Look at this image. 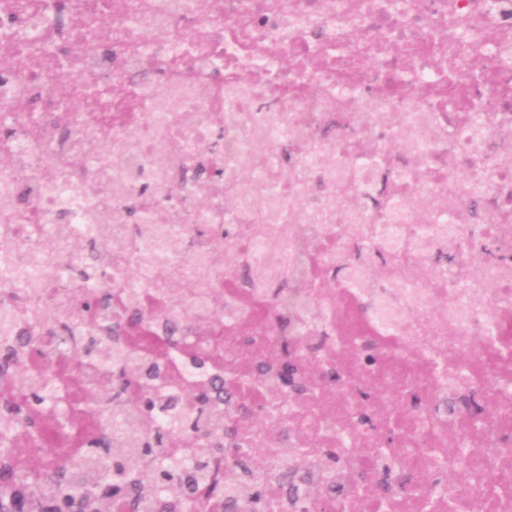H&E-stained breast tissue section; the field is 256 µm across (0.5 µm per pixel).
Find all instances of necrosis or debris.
<instances>
[{
	"label": "necrosis or debris",
	"instance_id": "1",
	"mask_svg": "<svg viewBox=\"0 0 512 512\" xmlns=\"http://www.w3.org/2000/svg\"><path fill=\"white\" fill-rule=\"evenodd\" d=\"M268 2L219 0L212 14L198 0H0V116L15 125L0 141L11 158L0 167V309L32 329L34 351L78 350L85 327L63 274L87 258L71 244L129 204L82 187L116 174L134 186L153 173L157 191L144 203L170 207L172 219L152 236L185 250L174 272L150 271L134 229L108 237L110 263L136 272L110 290L137 294L153 321L151 335L131 331L123 344L179 370L180 381L156 383L168 395L212 377L240 384L247 413L224 412L264 455L246 477L255 499L225 488L229 459L213 456L196 481L209 512H303L312 485L324 490L319 512H336L334 487L350 491L345 512H512V389L502 388L512 380V0H285L280 11ZM350 63L360 74L340 103L336 81ZM108 73L136 99L102 96L88 112ZM66 80L72 95L57 98ZM230 85L246 92L234 112L224 108ZM473 117L482 135L472 142L462 130ZM218 132L234 190L215 186L202 206L191 176ZM327 140L335 162L324 167L314 158ZM355 141L372 147L407 202L394 218L365 209L319 222L358 161ZM476 198L492 223L460 222ZM380 225L397 245L383 278L371 267ZM223 235L265 285L219 280L220 341L179 336L183 350L208 356L205 370L185 369L165 320L204 306L199 263L221 266L213 245ZM451 243L460 258L438 275L433 258ZM337 255L361 285L326 287ZM173 274L188 293L170 297ZM253 352L271 371L237 381ZM288 360L317 371L304 394L277 371ZM451 391L482 411L448 413ZM453 472L442 491L426 483Z\"/></svg>",
	"mask_w": 512,
	"mask_h": 512
}]
</instances>
